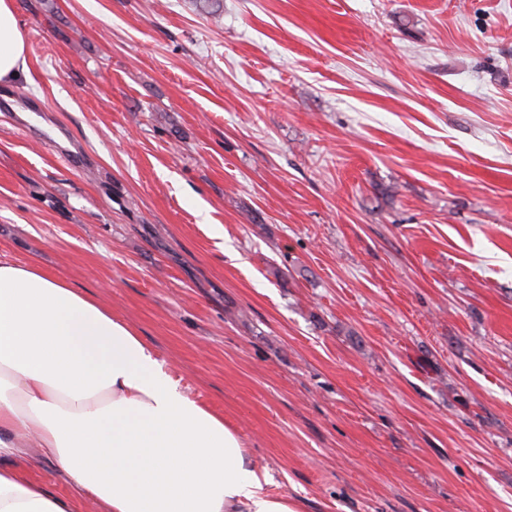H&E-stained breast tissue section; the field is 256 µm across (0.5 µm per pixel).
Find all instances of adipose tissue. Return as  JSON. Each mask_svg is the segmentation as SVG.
<instances>
[{
	"label": "adipose tissue",
	"mask_w": 512,
	"mask_h": 512,
	"mask_svg": "<svg viewBox=\"0 0 512 512\" xmlns=\"http://www.w3.org/2000/svg\"><path fill=\"white\" fill-rule=\"evenodd\" d=\"M28 73L14 2L0 0V83ZM27 444L74 496L25 476ZM270 482L125 321L39 264L0 258V512H295Z\"/></svg>",
	"instance_id": "ef3b65f1"
}]
</instances>
